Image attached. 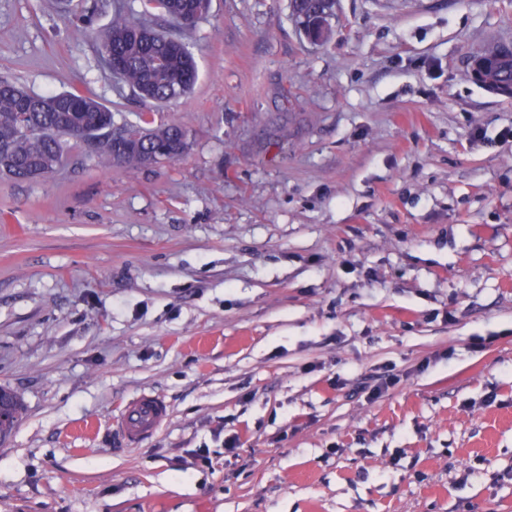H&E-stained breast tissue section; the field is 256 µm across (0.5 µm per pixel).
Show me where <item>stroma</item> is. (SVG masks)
<instances>
[{
  "label": "stroma",
  "mask_w": 512,
  "mask_h": 512,
  "mask_svg": "<svg viewBox=\"0 0 512 512\" xmlns=\"http://www.w3.org/2000/svg\"><path fill=\"white\" fill-rule=\"evenodd\" d=\"M288 3L212 0L158 107L56 0H0V76L190 131L0 178V512H512V97L471 75L512 0H336L322 45ZM0 390H3L9 395L12 404V412L5 419L0 418V442H2L11 435L19 419L21 414V402L14 392L4 388H0ZM3 391L0 392V413L5 411L9 405V399L5 396ZM168 415L165 401L155 394H141L115 420L127 441L135 444L141 436L156 429Z\"/></svg>",
  "instance_id": "obj_1"
}]
</instances>
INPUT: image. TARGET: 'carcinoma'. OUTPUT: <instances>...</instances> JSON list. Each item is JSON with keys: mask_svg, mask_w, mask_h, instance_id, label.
<instances>
[{"mask_svg": "<svg viewBox=\"0 0 512 512\" xmlns=\"http://www.w3.org/2000/svg\"><path fill=\"white\" fill-rule=\"evenodd\" d=\"M92 0L82 4L78 21L95 35L98 60L118 84L140 99L170 103L188 94L196 84L198 69L194 54L182 38L155 30L148 21L156 11L174 24L186 13L206 17L211 0ZM334 0H290V15L297 27L318 25L322 42L333 36ZM104 24H99V21ZM488 52L478 60L489 61L481 73L484 84L512 85V57L492 58ZM133 138L129 147H116L115 133ZM89 146L96 165L144 167L146 158L164 151L166 160L182 157L189 149V130L182 123L145 128L116 119V113L95 98L75 92L43 96L29 93L7 79H0V175L23 180L31 170L49 176L65 155L69 141ZM9 395L12 412L0 418V442L12 433L21 414L18 396Z\"/></svg>", "mask_w": 512, "mask_h": 512, "instance_id": "1", "label": "carcinoma"}]
</instances>
